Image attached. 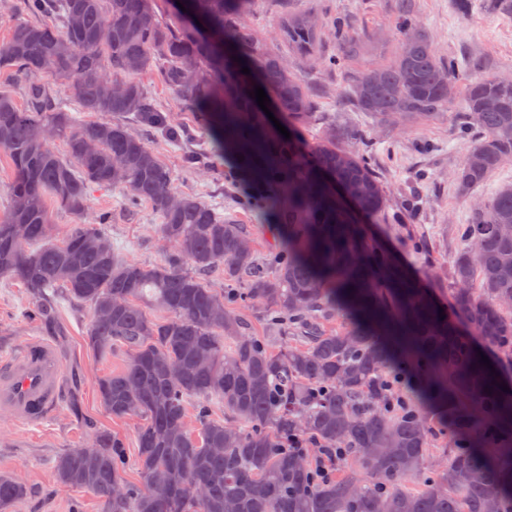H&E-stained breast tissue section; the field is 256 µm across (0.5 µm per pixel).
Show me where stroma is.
<instances>
[{"mask_svg": "<svg viewBox=\"0 0 512 512\" xmlns=\"http://www.w3.org/2000/svg\"><path fill=\"white\" fill-rule=\"evenodd\" d=\"M301 12L330 22L346 21L362 43L359 56L336 67L331 58L338 47L331 39L321 46L316 60L303 62L289 55V63L296 65L317 100L316 110L300 130L303 139L314 142L334 125L346 133L344 146L370 147L369 160L382 185L386 209L383 218L369 225V235L432 288L440 303H450L451 264L462 246L458 227L467 222L473 201L490 198L502 185L512 183V161L465 198L458 191L456 174L468 142L459 136L454 116L413 126L381 125L353 108L344 94L348 83L388 62L397 50L398 0H256L248 23L281 51L285 43L279 37L280 22ZM410 13L428 33L439 57L455 59L464 69L475 64L482 74L512 78V16L488 12L480 0L465 13L457 9L455 0H410ZM140 82L167 125L183 136L170 139L163 130L144 127L130 117L126 125L145 138L171 171L174 189L241 225L258 265L270 269L281 249L283 228L256 199L252 176L225 158L209 126L185 108L159 73L143 75ZM193 151L204 153V164L193 168L185 164V155ZM102 211L112 215L111 223L101 230L119 259L149 266L163 263L159 216L150 203L132 207L122 189L91 188L85 223H92ZM28 304V293L19 282L0 277V352L37 338L53 343L63 366L62 390L58 408L41 427L22 428L0 416V473L18 475L28 487L12 512H71L76 500L82 501L83 512H104L89 492L60 486L53 463L57 456L82 447L97 428L123 439L128 459H135L139 419L110 417L99 403L96 386L101 375L123 366L126 352L117 347L110 359L101 360L88 349V306L58 299L59 330L50 334L30 318Z\"/></svg>", "mask_w": 512, "mask_h": 512, "instance_id": "obj_1", "label": "stroma"}]
</instances>
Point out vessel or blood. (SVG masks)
Segmentation results:
<instances>
[{
    "label": "vessel or blood",
    "instance_id": "b4317fda",
    "mask_svg": "<svg viewBox=\"0 0 512 512\" xmlns=\"http://www.w3.org/2000/svg\"><path fill=\"white\" fill-rule=\"evenodd\" d=\"M61 367L55 349L32 340L0 357V414L35 426L58 406Z\"/></svg>",
    "mask_w": 512,
    "mask_h": 512
}]
</instances>
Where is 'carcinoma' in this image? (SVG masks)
<instances>
[{
    "instance_id": "cac0c4a2",
    "label": "carcinoma",
    "mask_w": 512,
    "mask_h": 512,
    "mask_svg": "<svg viewBox=\"0 0 512 512\" xmlns=\"http://www.w3.org/2000/svg\"><path fill=\"white\" fill-rule=\"evenodd\" d=\"M152 2L25 0L34 20L13 26L0 70L48 75L82 112L133 114L159 128L138 76L161 65L224 154L268 186L263 203L285 227L284 249L273 270L259 269L240 225L174 191L171 172L126 126L76 124L44 83L31 86L26 111L0 92V150L13 169L0 276L27 289L30 314L50 333V294L88 305L92 353L127 352L121 370L99 377L100 404L112 417L144 418L139 482L124 480V443L103 429L58 457V483L90 492L105 512H512V396L474 342L512 360V184L460 226L451 271L453 312L467 324L459 330L338 199L343 186L363 216L382 217L368 156L343 147L334 129L310 146L266 123L256 86L290 126L306 125L314 101L288 58L247 23L254 0H191L210 41L175 11L158 21ZM398 24L395 56L355 78L346 96L377 123L426 121L461 99L457 128L476 134L457 172L466 195L512 159V80L482 76L461 89L455 62L435 54L427 33L407 16ZM332 30L341 54L358 53L344 22ZM281 31L306 59L324 36L310 12L285 18ZM60 135L65 157L50 145ZM94 185L154 206L170 244L162 264L119 260L90 224L53 240L46 200L79 219ZM215 267L246 282L234 299L265 306L266 335H249L200 279ZM147 304L170 317L151 318ZM336 311L350 324L320 328ZM392 368L417 380L419 400H396ZM218 405L232 421L215 418ZM432 420L452 442L448 462L430 470ZM25 493L20 478L0 475V512Z\"/></svg>"
}]
</instances>
